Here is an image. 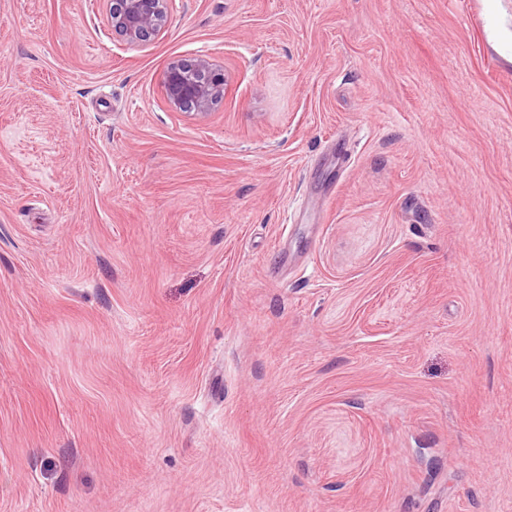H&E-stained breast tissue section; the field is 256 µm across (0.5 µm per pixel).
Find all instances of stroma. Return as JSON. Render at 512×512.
<instances>
[{
    "mask_svg": "<svg viewBox=\"0 0 512 512\" xmlns=\"http://www.w3.org/2000/svg\"><path fill=\"white\" fill-rule=\"evenodd\" d=\"M173 14L0 0V512H512V0ZM107 19L128 43L145 46L172 21L173 0H105ZM161 90L171 109L203 117L223 98L224 73L204 56L177 60L164 71Z\"/></svg>",
    "mask_w": 512,
    "mask_h": 512,
    "instance_id": "obj_1",
    "label": "stroma"
}]
</instances>
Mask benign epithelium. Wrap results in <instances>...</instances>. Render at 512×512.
Returning <instances> with one entry per match:
<instances>
[{"label":"benign epithelium","instance_id":"obj_1","mask_svg":"<svg viewBox=\"0 0 512 512\" xmlns=\"http://www.w3.org/2000/svg\"><path fill=\"white\" fill-rule=\"evenodd\" d=\"M112 29L128 43L145 46L165 32L172 21L173 0H105ZM168 106L176 111L206 116L224 95V73L210 60H177L161 80Z\"/></svg>","mask_w":512,"mask_h":512}]
</instances>
